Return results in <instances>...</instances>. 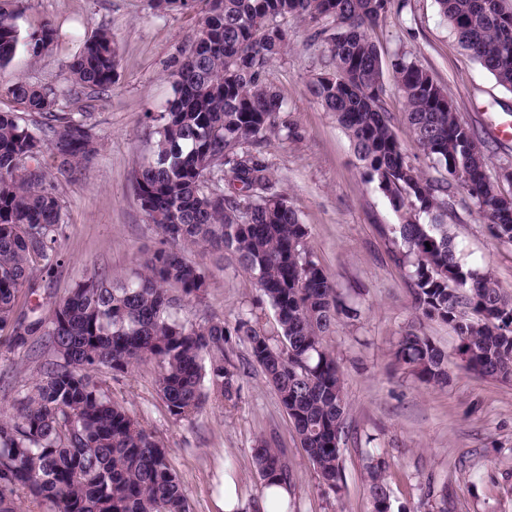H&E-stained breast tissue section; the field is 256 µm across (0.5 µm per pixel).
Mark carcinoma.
Listing matches in <instances>:
<instances>
[{
	"label": "carcinoma",
	"instance_id": "obj_1",
	"mask_svg": "<svg viewBox=\"0 0 512 512\" xmlns=\"http://www.w3.org/2000/svg\"><path fill=\"white\" fill-rule=\"evenodd\" d=\"M465 50L512 92V7L506 0H436ZM199 0H152L158 14L191 12ZM394 0H209L190 45L174 59L172 96L150 116L151 159L135 171L138 199L161 239L141 269L114 278L95 272L63 299L50 293L65 263L63 205L47 181L45 156L76 179L100 151L86 112L66 100L112 88L118 50L112 32L86 39L69 65L71 87L0 84L17 110L0 111V348L40 352L39 379L0 418V512H16L19 494L47 512H190L167 451L98 381L156 364L154 383L169 414L190 422L208 399L237 400L258 365L328 490L343 485L340 442L344 385L326 334L343 314L327 271L309 247L308 226L277 186L263 151L267 135L297 131L267 82L269 65L288 51V20L315 27L327 59L312 81L325 111L348 135L364 178L399 217L393 261L409 270L412 303L448 324L456 358L469 371L512 383V293L460 257L448 225L454 190L477 209L494 243L512 245V166L491 169L489 150L448 100L446 90L407 54L384 64L371 32ZM25 0H0V70L19 51L40 58L58 39L49 21L23 35L15 20ZM405 103L406 120L440 177L404 153L386 102V80ZM46 119L38 127L26 116ZM234 191L224 192V182ZM195 246L231 252L254 280L257 303L232 322L181 315L201 301L208 276L185 256ZM30 297L19 305L20 295ZM267 304L276 331L259 324ZM247 349L235 363L234 343ZM400 367L424 386L449 378V356L430 337L408 331L396 344ZM253 463L267 486L291 482L283 449L260 438ZM371 512H391L385 462L366 466Z\"/></svg>",
	"mask_w": 512,
	"mask_h": 512
}]
</instances>
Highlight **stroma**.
Wrapping results in <instances>:
<instances>
[{"label":"stroma","instance_id":"stroma-1","mask_svg":"<svg viewBox=\"0 0 512 512\" xmlns=\"http://www.w3.org/2000/svg\"><path fill=\"white\" fill-rule=\"evenodd\" d=\"M58 29L57 45L39 60L17 53L0 78L61 88L83 39L100 27L112 32L119 52L112 89L80 96L74 112L93 115L101 151L79 180L54 178L67 214L63 242L67 261L53 285L64 297L92 271L131 273L159 242L133 183V172L150 157V113L171 94L169 69L193 36L198 17L171 11L156 16L150 0H28L18 19L21 32L43 20ZM290 48L274 61L267 79L288 108L299 137H270L264 146L273 174L309 228V245L338 293L361 313L338 319L328 338L345 386L346 432L340 443L344 487L325 489L277 394L260 368L244 379L240 400H210L193 422L175 420L156 392L154 367L128 375L100 374L114 398L164 445L185 489L192 512H220L225 474H232L245 499L257 498L261 477L252 460L258 437H277L288 450L298 512H370L364 466L369 454L386 463L393 512H431L428 491L446 490L450 512H512V384L480 378L450 363L448 385L425 387L393 364L394 345L411 325L445 350L458 340L440 321L419 317L410 303L406 270L389 258V229L398 217L388 200L367 183L352 145L333 113L314 99L308 83L320 69L325 47L303 22L288 23ZM373 37L384 58L408 52L445 86L457 112L496 143L492 165L512 161V92L499 86L463 49L435 0H402L376 27ZM448 222L474 267L491 272L512 291V246L494 244L482 220L458 201ZM210 272L201 303L225 319L250 306L258 290L235 264L190 251ZM39 355L0 356V411L9 412L17 392L37 378Z\"/></svg>","mask_w":512,"mask_h":512}]
</instances>
